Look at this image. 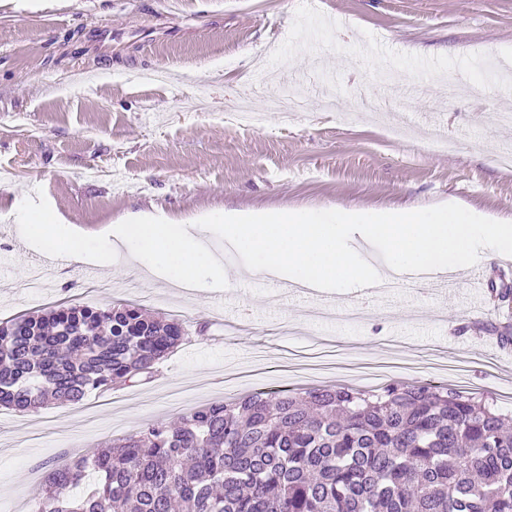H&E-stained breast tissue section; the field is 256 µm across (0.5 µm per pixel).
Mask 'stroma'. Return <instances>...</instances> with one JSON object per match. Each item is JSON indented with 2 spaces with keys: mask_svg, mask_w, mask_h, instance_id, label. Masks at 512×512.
Returning <instances> with one entry per match:
<instances>
[{
  "mask_svg": "<svg viewBox=\"0 0 512 512\" xmlns=\"http://www.w3.org/2000/svg\"><path fill=\"white\" fill-rule=\"evenodd\" d=\"M112 38L101 42V30ZM299 95L291 121L273 100ZM363 96L348 119L325 97ZM260 115L224 121L236 103ZM512 0H0V321L54 305L104 306L156 295L183 343L133 388L78 406L0 408V512H31L47 470L149 423L260 388H370L360 366L393 357L394 381L422 346L472 391L512 395V355L496 346L512 304L484 295L463 311L428 286L396 289L359 322L272 279L239 280L224 243L223 290L187 291L118 256L111 270L42 264L16 212L43 193L88 233L139 213L190 221L260 208L465 202L512 219ZM453 139L438 152L431 134ZM38 277L43 286L27 283Z\"/></svg>",
  "mask_w": 512,
  "mask_h": 512,
  "instance_id": "stroma-1",
  "label": "stroma"
}]
</instances>
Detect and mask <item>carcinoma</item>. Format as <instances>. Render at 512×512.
<instances>
[{"instance_id": "obj_1", "label": "carcinoma", "mask_w": 512, "mask_h": 512, "mask_svg": "<svg viewBox=\"0 0 512 512\" xmlns=\"http://www.w3.org/2000/svg\"><path fill=\"white\" fill-rule=\"evenodd\" d=\"M184 336L137 304L0 323V406L135 386ZM33 512H512V428L446 385L257 390L71 458Z\"/></svg>"}]
</instances>
